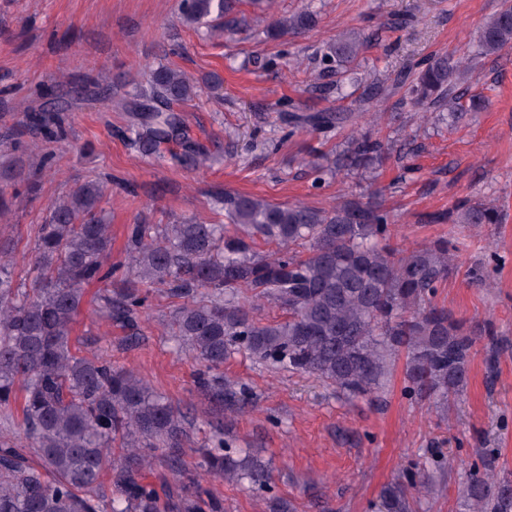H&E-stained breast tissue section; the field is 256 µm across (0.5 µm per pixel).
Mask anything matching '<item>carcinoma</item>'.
I'll return each mask as SVG.
<instances>
[{
  "mask_svg": "<svg viewBox=\"0 0 512 512\" xmlns=\"http://www.w3.org/2000/svg\"><path fill=\"white\" fill-rule=\"evenodd\" d=\"M239 29L238 0H181L180 20L199 29L215 19ZM316 23L304 11L275 22L279 37ZM512 44V0L483 24L480 54ZM358 36H343L325 56L330 67L354 62ZM462 59L435 55L412 80L415 102H450L460 111L479 108L455 94ZM195 95L184 74L160 65L148 88L122 104L130 113L139 152L195 165L201 152L173 105ZM348 112L303 117L312 131L339 127ZM178 146L183 152L169 150ZM382 141L353 138L336 154V170L359 171L382 161ZM103 188L91 180L51 204L28 255V279L14 276L15 247L0 243V413L22 418L17 438H0V512H224V499L203 487L184 460L192 446V421L133 370L84 355L72 338L86 303L85 285L97 281L98 308L137 335L152 294L178 299L170 334L178 349L201 363L200 382L216 405L232 410L251 400L243 386L224 381L220 369L236 354L255 363L313 375L349 399L383 392L395 362L403 360V392L410 399L445 407L466 387L477 333L437 301L454 272L458 247L445 237L413 249L391 244L390 213L372 197H350L325 209L272 204L254 195L217 199L229 223L196 218L180 224L126 226L124 262L112 263L111 216L101 207ZM428 224H500L497 206L463 200ZM269 247L257 251L258 244ZM274 303L282 321H258L248 297ZM121 439L125 453L112 456ZM33 448L38 461L29 458ZM167 452L172 480H148V457ZM201 465L216 478L251 489L268 488L266 465L224 441L197 449ZM417 469L404 482L384 487L385 512H412L408 493L426 487ZM112 488L105 499L103 484ZM466 497L479 512H512V481L495 482L471 465Z\"/></svg>",
  "mask_w": 512,
  "mask_h": 512,
  "instance_id": "carcinoma-1",
  "label": "carcinoma"
}]
</instances>
